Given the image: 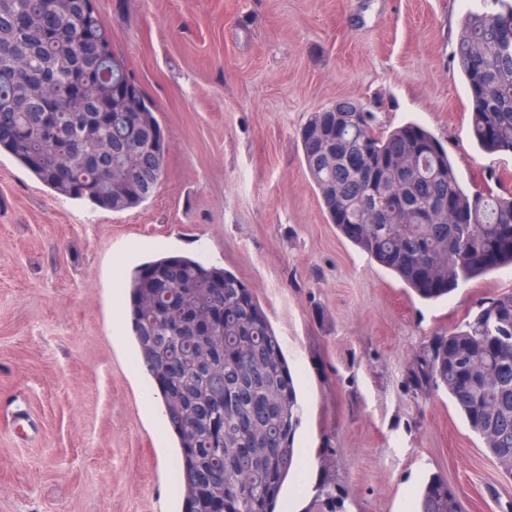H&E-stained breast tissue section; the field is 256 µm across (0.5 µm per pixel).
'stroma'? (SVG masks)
<instances>
[{
	"instance_id": "1",
	"label": "stroma",
	"mask_w": 512,
	"mask_h": 512,
	"mask_svg": "<svg viewBox=\"0 0 512 512\" xmlns=\"http://www.w3.org/2000/svg\"><path fill=\"white\" fill-rule=\"evenodd\" d=\"M483 0H95L156 104V192L114 212L57 195L0 154V512H183L179 448L136 364L126 278L165 255L234 273L282 341L304 406L279 512H415L432 475L466 512H512L447 394L413 385L434 336L512 291V268L419 298L340 236L302 164L311 113L426 127L462 185L512 190V153L469 132L454 55Z\"/></svg>"
}]
</instances>
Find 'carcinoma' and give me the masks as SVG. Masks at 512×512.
I'll list each match as a JSON object with an SVG mask.
<instances>
[{
  "label": "carcinoma",
  "instance_id": "cac0c4a2",
  "mask_svg": "<svg viewBox=\"0 0 512 512\" xmlns=\"http://www.w3.org/2000/svg\"><path fill=\"white\" fill-rule=\"evenodd\" d=\"M41 0H0V125L15 134L0 138L7 152L55 193L123 211L149 195L130 178L142 170L160 180L164 155L158 110L111 46L94 0H56L54 21L63 40L43 32ZM97 51L103 76L84 84L80 98L67 89L83 47ZM469 100V125L487 153L512 151V0H490L469 12L456 43ZM112 121L102 124V109ZM326 113L314 112L300 134L303 163L329 223L370 259L424 300H438L461 282L495 267L512 266V193L464 189L441 143L423 126L407 123L378 132L367 120L352 132L363 162L406 154L404 171L387 172L369 186L336 155L328 164L308 136ZM108 145L112 163L96 169L84 156ZM77 170L70 182L54 177L53 163ZM448 199V208L441 206ZM400 201L388 219L370 217L375 205ZM474 220L463 231L457 219ZM430 266L434 277L423 272ZM126 288L130 323L143 371L160 384L167 422L177 436L185 512H207L224 499V512H275L296 454L301 422L293 376L259 302L232 272L183 256H164L133 269ZM174 307L148 303L164 293ZM221 305L224 322L215 336L190 347L195 321ZM172 357L181 371L168 372ZM418 385L448 395L467 427L482 441L499 472L512 477V292L482 301L462 327L433 338L412 373ZM215 469L200 485L201 464ZM417 512H448V482L436 475L423 488Z\"/></svg>",
  "mask_w": 512,
  "mask_h": 512
}]
</instances>
